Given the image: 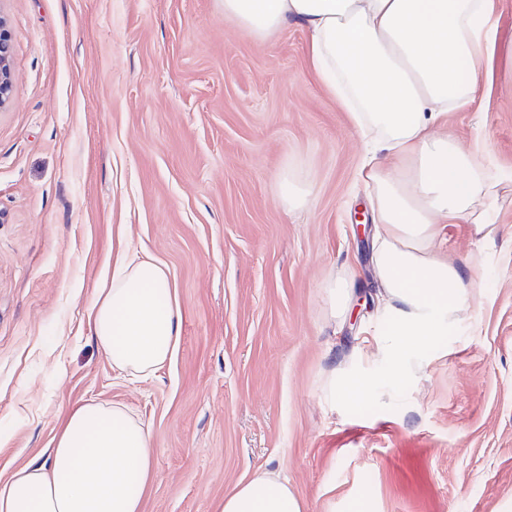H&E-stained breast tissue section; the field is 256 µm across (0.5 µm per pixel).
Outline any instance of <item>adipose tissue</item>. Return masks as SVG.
Listing matches in <instances>:
<instances>
[{"label":"adipose tissue","mask_w":512,"mask_h":512,"mask_svg":"<svg viewBox=\"0 0 512 512\" xmlns=\"http://www.w3.org/2000/svg\"><path fill=\"white\" fill-rule=\"evenodd\" d=\"M224 16L259 42L289 22L308 33L311 65L362 137L359 178L377 224L372 263L386 317L376 352L386 381L423 367L426 349L471 309L474 283L444 252L447 227L494 241L498 183L483 136L448 137L449 113L473 106L494 0H223ZM88 330L113 369L148 378L171 361L181 336L166 268L125 253L86 310ZM372 377L329 376L324 398L357 405ZM154 471L143 423L116 405L72 409L36 457L0 479V512H141ZM288 481L263 472L218 512H304Z\"/></svg>","instance_id":"1"}]
</instances>
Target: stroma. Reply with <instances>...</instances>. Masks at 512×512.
I'll return each instance as SVG.
<instances>
[{
  "label": "stroma",
  "mask_w": 512,
  "mask_h": 512,
  "mask_svg": "<svg viewBox=\"0 0 512 512\" xmlns=\"http://www.w3.org/2000/svg\"><path fill=\"white\" fill-rule=\"evenodd\" d=\"M13 46L0 110V472L46 452L73 407L122 406L151 434L142 512H217L259 472L305 512H502L512 502V0L471 113L502 177L493 243L449 231L470 313L423 369L352 412L322 382L367 351L382 316L357 180L363 140L288 24L259 43L222 0H0ZM304 166L306 210L279 173ZM174 279L182 336L155 376L113 369L86 308L119 247ZM351 263L355 316L325 319L320 285ZM493 285H486V275Z\"/></svg>",
  "instance_id": "stroma-1"
}]
</instances>
